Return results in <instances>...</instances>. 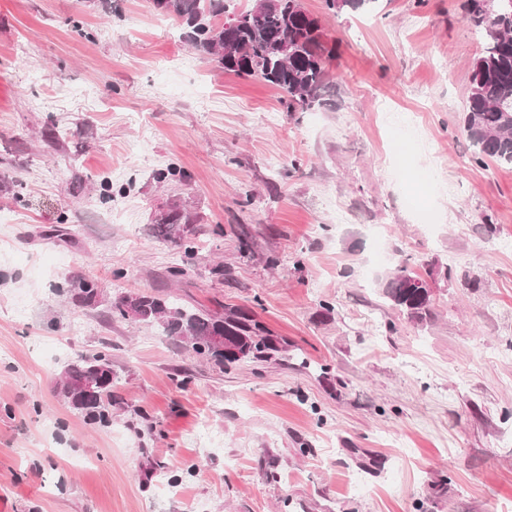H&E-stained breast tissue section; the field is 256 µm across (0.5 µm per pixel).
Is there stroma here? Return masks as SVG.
Wrapping results in <instances>:
<instances>
[{"label": "stroma", "mask_w": 512, "mask_h": 512, "mask_svg": "<svg viewBox=\"0 0 512 512\" xmlns=\"http://www.w3.org/2000/svg\"><path fill=\"white\" fill-rule=\"evenodd\" d=\"M462 3L303 0L337 52L289 112L153 0H0V512H512V166L461 131ZM176 201L188 260L149 234ZM402 265L426 323L383 294ZM141 292L288 351L224 369L113 315ZM81 354L109 423L56 393Z\"/></svg>", "instance_id": "obj_1"}]
</instances>
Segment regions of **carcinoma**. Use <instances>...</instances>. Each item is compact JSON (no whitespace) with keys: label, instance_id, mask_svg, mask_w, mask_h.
<instances>
[{"label":"carcinoma","instance_id":"1","mask_svg":"<svg viewBox=\"0 0 512 512\" xmlns=\"http://www.w3.org/2000/svg\"><path fill=\"white\" fill-rule=\"evenodd\" d=\"M232 0H164L163 15L179 20L183 38L200 54L225 70L244 74L243 67L226 59V51L242 50L256 68L255 75L277 87L289 112H306L326 104L327 63L336 48L328 45L315 18L298 12L292 0H255L236 11L238 25L224 26ZM329 10L369 11L376 0H324ZM465 18L485 35L482 54L475 59L466 101L462 133L475 148L477 162L489 157L512 164V0H464ZM156 238L174 244L186 257L196 252L190 217L177 203L160 213L151 225ZM420 276L405 266L389 278L385 296L414 320L431 317V295L419 287ZM124 319L156 323L167 336L219 364L265 362L288 351V344L240 309L211 317L148 293L120 297L113 305ZM223 331L224 350L213 336ZM112 369L102 354L79 355L64 369L57 393L73 410L103 422L112 406V379L101 371Z\"/></svg>","mask_w":512,"mask_h":512}]
</instances>
